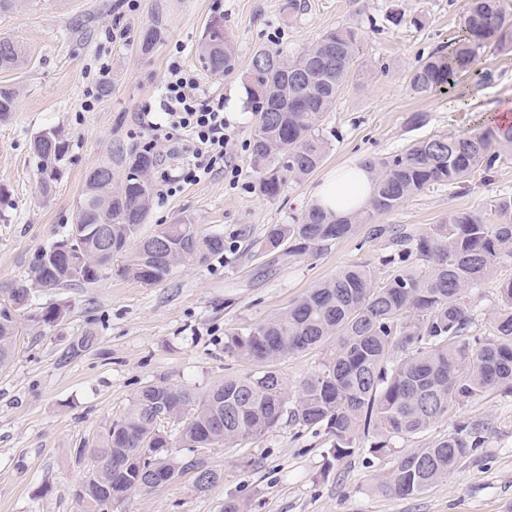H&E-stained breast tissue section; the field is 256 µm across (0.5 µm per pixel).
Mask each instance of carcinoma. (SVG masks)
Returning <instances> with one entry per match:
<instances>
[{"mask_svg": "<svg viewBox=\"0 0 512 512\" xmlns=\"http://www.w3.org/2000/svg\"><path fill=\"white\" fill-rule=\"evenodd\" d=\"M463 27V38L451 53H433L411 71L413 95L427 97L457 87L489 43L512 54V16L501 0H471ZM163 30L164 19L157 15L141 34V51H151ZM361 43L357 30L340 28L326 31L286 65L277 51L253 55L247 101L253 116L251 162L264 196H279L288 180H301L320 167L327 151L320 137L323 117L347 81ZM198 53L213 73L234 67L233 47L222 26L209 25ZM24 58L20 45L0 38V70L17 69ZM17 99L16 88L0 85L1 122L10 119ZM32 152L40 174L55 181L69 142L51 143L42 130L32 140ZM503 161H512V124L477 128L465 136L419 139L402 153L365 162L374 176V193L363 210L338 219L311 206L293 224L270 225L265 246H285L288 254L302 256L350 236L357 225L372 223L432 185L463 188L469 175L488 174ZM156 162L149 146L108 151L98 169H122L121 183L114 187L110 180L86 174L74 210L80 230L41 248L29 263L27 283H0V371L15 358L19 321L32 307L28 283L49 278L58 287L75 280L94 284L106 276L110 266L95 265L98 246L92 231L98 225L112 228L114 254L138 240L123 271L148 285L224 253V234L204 233L189 220L161 224L152 236L137 239L154 198L151 174ZM490 210L498 218L495 224L479 212H451L429 232L398 233L392 238L394 249L383 259L393 273L382 287L364 267L343 268L272 317L226 334L224 352L255 364V374L226 378L205 392L185 385L142 387L89 449L93 465L76 490L81 512L111 509L106 496L116 483L130 498L151 492L152 473H170L175 480L186 471L205 468L193 457L174 456L167 436L155 440L160 451L137 464L126 461L127 449L153 426V411L160 405L185 409L192 416L178 437L180 447L191 453L259 438L285 419L305 429H321L331 441L326 454L330 469L354 452L361 433L373 437L370 454L386 455L397 440L448 417L454 405L488 390L512 391V280L499 283L500 303L489 335L470 334L468 297L512 262V195L492 200ZM417 261L427 270L413 269ZM331 338L336 339V352L318 371L289 387L276 362ZM480 445L479 427L456 424L432 445L396 456L378 489L417 496L448 477Z\"/></svg>", "mask_w": 512, "mask_h": 512, "instance_id": "cac0c4a2", "label": "carcinoma"}]
</instances>
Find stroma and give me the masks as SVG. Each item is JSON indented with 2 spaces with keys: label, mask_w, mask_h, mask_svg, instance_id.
<instances>
[{
  "label": "stroma",
  "mask_w": 512,
  "mask_h": 512,
  "mask_svg": "<svg viewBox=\"0 0 512 512\" xmlns=\"http://www.w3.org/2000/svg\"><path fill=\"white\" fill-rule=\"evenodd\" d=\"M301 3L291 13L286 0H137L132 10L126 0H25L0 13V37L19 42L26 52L19 69L0 71V84L20 89L15 112L0 123V187L11 201L0 211V282H25L34 253L67 234L85 176L112 142L149 145L157 154L156 197L139 237L189 219L223 233L226 245L209 264L179 268L156 285L123 274L119 256L97 283L72 281L36 292L35 306L61 303L66 315L54 326L24 319L15 359L0 372V512H78L75 491L91 466L87 447L142 386L185 384L202 392L225 378L254 374L256 365L225 353V333L283 310L348 266H366L376 281H385L391 269L381 259L392 242L373 235V225L425 232L452 211H478L495 223L489 203L512 194V161L471 176L463 189L430 186L315 252L270 260L263 251L267 226L294 223L330 170L400 153L431 135L470 133L485 112L512 102V56L492 48L474 62L476 71L493 72L492 83L464 79L459 100L438 93L417 98L407 89L418 59L450 52L469 0ZM159 12L165 37L142 53L140 34ZM217 17L234 46L235 66L215 75L199 60L197 44ZM335 28L358 30L364 48L324 116L325 159L305 179L268 198L259 190L249 151L246 83L252 57L259 49L294 55ZM176 68L199 81L201 103L223 101L230 121L227 168L200 181L186 173L207 164V155H195L184 133L147 124ZM417 113L424 121L415 126L410 118ZM53 127L70 148L46 192L30 144ZM511 278L509 263L497 281L472 292V333L489 332L499 304L497 283ZM85 335L93 338L90 346L70 354V344ZM335 350L331 339L282 358L276 367L294 386ZM459 421L483 425L481 447L416 497L376 491L393 457L369 455L367 438L329 469L328 436L284 421L256 439L198 449L197 458L224 475L210 491H197L189 472L114 504L111 512H222L231 498L246 501L249 512H512V392L493 390L453 408L447 419L398 441L396 449L427 447Z\"/></svg>",
  "instance_id": "stroma-1"
}]
</instances>
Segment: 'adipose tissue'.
<instances>
[{
    "label": "adipose tissue",
    "mask_w": 512,
    "mask_h": 512,
    "mask_svg": "<svg viewBox=\"0 0 512 512\" xmlns=\"http://www.w3.org/2000/svg\"><path fill=\"white\" fill-rule=\"evenodd\" d=\"M373 193V178L365 167L352 164L331 171L316 188L312 203L346 217L363 209Z\"/></svg>",
    "instance_id": "obj_1"
}]
</instances>
